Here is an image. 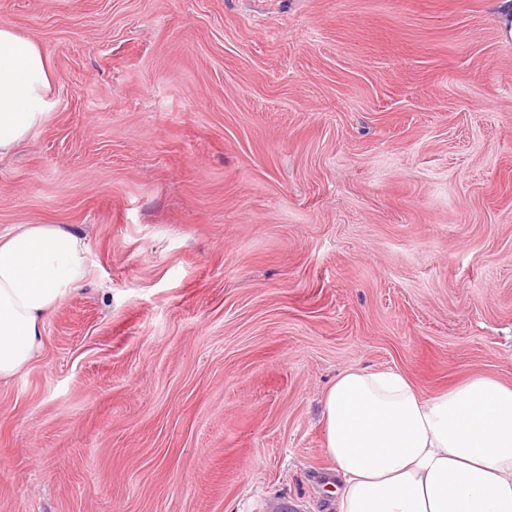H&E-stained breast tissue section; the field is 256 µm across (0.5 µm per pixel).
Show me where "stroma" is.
I'll return each mask as SVG.
<instances>
[{
    "mask_svg": "<svg viewBox=\"0 0 512 512\" xmlns=\"http://www.w3.org/2000/svg\"><path fill=\"white\" fill-rule=\"evenodd\" d=\"M54 109L0 237L79 289L0 381V512H335L346 369L512 384V39L493 0H0Z\"/></svg>",
    "mask_w": 512,
    "mask_h": 512,
    "instance_id": "obj_1",
    "label": "stroma"
}]
</instances>
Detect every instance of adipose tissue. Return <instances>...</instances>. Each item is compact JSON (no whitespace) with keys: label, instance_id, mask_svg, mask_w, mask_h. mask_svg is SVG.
<instances>
[{"label":"adipose tissue","instance_id":"ef3b65f1","mask_svg":"<svg viewBox=\"0 0 512 512\" xmlns=\"http://www.w3.org/2000/svg\"><path fill=\"white\" fill-rule=\"evenodd\" d=\"M50 90L39 45L1 24L0 157L45 122ZM85 253L59 224L0 238V379L38 358ZM322 421L337 512H512V385L473 377L426 396L399 370H349L324 393Z\"/></svg>","mask_w":512,"mask_h":512}]
</instances>
